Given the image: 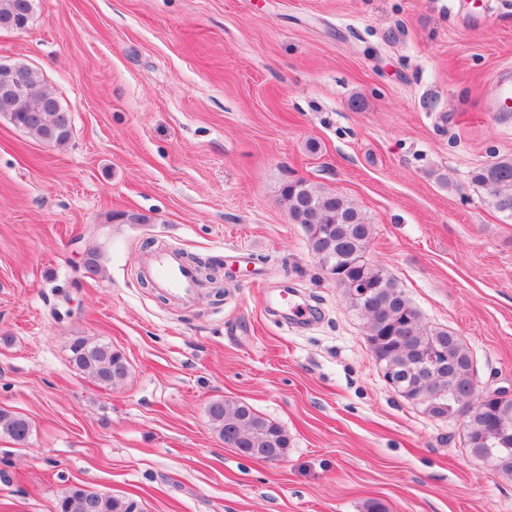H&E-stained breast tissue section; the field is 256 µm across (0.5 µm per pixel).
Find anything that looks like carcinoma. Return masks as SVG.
I'll list each match as a JSON object with an SVG mask.
<instances>
[{
  "mask_svg": "<svg viewBox=\"0 0 512 512\" xmlns=\"http://www.w3.org/2000/svg\"><path fill=\"white\" fill-rule=\"evenodd\" d=\"M35 16V0H0V28L11 29ZM26 78L25 88L5 105L0 117L25 131L38 142L57 145L72 133L71 115L48 88L40 73L28 63L14 62ZM471 181L487 190L489 203L512 217V158L496 159L471 174ZM293 220L305 226L308 246L321 270L344 289L351 306L360 309L355 289H373V305L364 313L369 349L392 389L421 405L431 416L451 418L476 396L472 386V353L467 344L446 329H431L393 278L366 257L369 225L346 197L317 191L305 181L284 189ZM70 362L81 373L103 386H114L128 373L124 354L111 345L80 336L69 346ZM427 351L448 358V367L430 377L421 357ZM211 423L224 443L243 455L264 461L284 457L290 440L277 422L256 413L242 402L216 400L208 407ZM512 400L477 403L466 416L465 446L479 449L495 460L494 470L512 476ZM25 445L31 435L29 422L0 409V434ZM136 501L112 497L83 486H72L58 499L56 512H135Z\"/></svg>",
  "mask_w": 512,
  "mask_h": 512,
  "instance_id": "obj_1",
  "label": "carcinoma"
}]
</instances>
